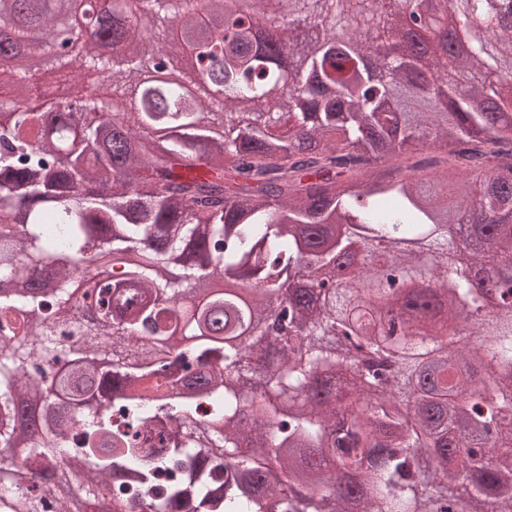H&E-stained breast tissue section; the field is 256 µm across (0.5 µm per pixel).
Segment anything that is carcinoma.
Segmentation results:
<instances>
[{
    "instance_id": "obj_1",
    "label": "carcinoma",
    "mask_w": 512,
    "mask_h": 512,
    "mask_svg": "<svg viewBox=\"0 0 512 512\" xmlns=\"http://www.w3.org/2000/svg\"><path fill=\"white\" fill-rule=\"evenodd\" d=\"M75 2L0 0V57L204 67L110 117L0 99V512H512V0L373 6L395 56L353 0H91L59 50Z\"/></svg>"
}]
</instances>
